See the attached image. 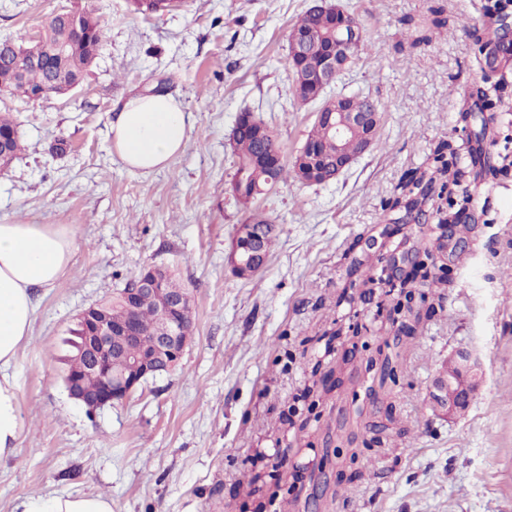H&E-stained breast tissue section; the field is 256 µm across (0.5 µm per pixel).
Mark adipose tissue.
<instances>
[{
    "label": "adipose tissue",
    "instance_id": "1",
    "mask_svg": "<svg viewBox=\"0 0 512 512\" xmlns=\"http://www.w3.org/2000/svg\"><path fill=\"white\" fill-rule=\"evenodd\" d=\"M192 122L177 101L164 94L129 98L112 125V146L130 170L165 168L190 140ZM74 246L70 231L49 224L0 222V460L14 455L23 433L12 368L36 316L34 291L58 286ZM22 512H112L110 497L38 495L25 498Z\"/></svg>",
    "mask_w": 512,
    "mask_h": 512
}]
</instances>
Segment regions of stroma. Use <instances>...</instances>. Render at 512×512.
<instances>
[{
	"label": "stroma",
	"instance_id": "35a3bbf8",
	"mask_svg": "<svg viewBox=\"0 0 512 512\" xmlns=\"http://www.w3.org/2000/svg\"><path fill=\"white\" fill-rule=\"evenodd\" d=\"M315 0H186L161 16L130 0H0V39L35 35L60 10L105 24L98 58L72 93L0 95L23 150L0 171V222L70 229L62 284L36 291L37 316L14 366L24 430L0 461V512L28 496L104 493L112 512H512V178L471 193L480 218L450 276L417 284L411 308L363 286L381 272L396 222L382 209L436 144L467 150L460 111L481 73L466 30L484 0H341L365 52L330 88L378 101L372 149L337 179L277 185L258 205L278 237L265 268L235 277L227 255L244 214L225 189L240 112L275 131L286 158L318 108L294 104L288 32ZM460 28L437 34L430 10ZM164 86L193 129L164 169H127L110 127L132 96ZM164 265L189 291L193 337L181 363L125 402L88 415L64 384L77 315L143 268ZM417 322L415 335L400 334ZM481 360L466 412L429 405L455 350Z\"/></svg>",
	"mask_w": 512,
	"mask_h": 512
}]
</instances>
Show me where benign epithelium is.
I'll return each instance as SVG.
<instances>
[{"mask_svg": "<svg viewBox=\"0 0 512 512\" xmlns=\"http://www.w3.org/2000/svg\"><path fill=\"white\" fill-rule=\"evenodd\" d=\"M317 7L330 12L335 18V28L328 34L304 29L302 40H292L290 54L313 50L321 42L328 43L329 53L324 56L316 72L301 77L306 85L331 86L357 60L364 41V30L358 18L333 3V0H317ZM344 94L329 96L316 112V119L326 122L331 138L336 143V159L333 171L328 177L332 181L347 170L360 156L374 145L377 138L381 115L376 110L355 112L345 108ZM469 222L467 212L461 210L447 217L438 227L441 236L461 243L464 241L463 225ZM263 236L249 224L238 227L227 261L234 271L243 278L260 272L267 261L263 252ZM423 272L422 266L408 250L397 251L389 260L387 281L392 288L404 293ZM161 280L157 275L143 276L131 281V286L122 291L128 301L137 299L142 293L159 288ZM86 329L87 367L101 376L103 388L98 392L81 390V381L70 376L67 379L71 398L79 400L89 411H95L114 403L125 401L147 378L173 370L181 361L190 340L192 304L189 294L170 298L160 313L152 332L154 349L150 352L139 350L141 339L139 329L133 324L114 326L108 315L97 304H93L77 315ZM127 358L125 371L109 373L107 366L110 354ZM452 369L442 372L436 378V393L432 394L442 412L448 418H455L467 408L472 397L483 382V369L473 352L459 350L452 354Z\"/></svg>", "mask_w": 512, "mask_h": 512, "instance_id": "obj_1", "label": "benign epithelium"}]
</instances>
